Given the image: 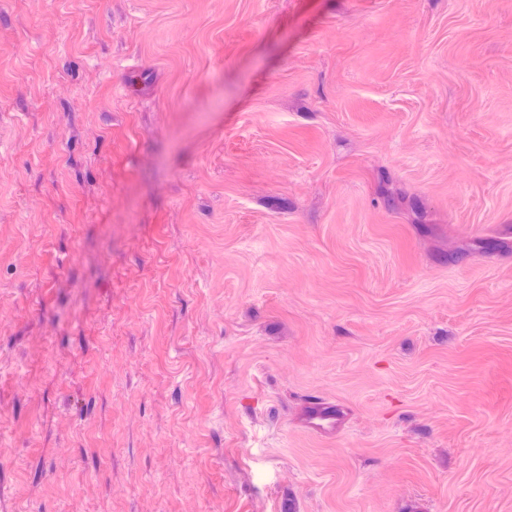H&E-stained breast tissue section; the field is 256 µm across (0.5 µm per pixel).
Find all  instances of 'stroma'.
Segmentation results:
<instances>
[{"mask_svg":"<svg viewBox=\"0 0 512 512\" xmlns=\"http://www.w3.org/2000/svg\"><path fill=\"white\" fill-rule=\"evenodd\" d=\"M0 512H512V0H0ZM342 413L336 407L319 401H310L305 408L304 426L320 435L335 434L342 428Z\"/></svg>","mask_w":512,"mask_h":512,"instance_id":"1","label":"stroma"}]
</instances>
